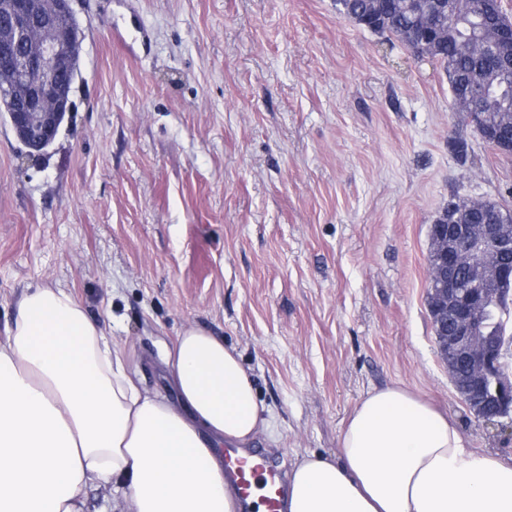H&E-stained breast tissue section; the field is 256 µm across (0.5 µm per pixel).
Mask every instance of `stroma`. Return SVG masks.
Returning a JSON list of instances; mask_svg holds the SVG:
<instances>
[{
  "label": "stroma",
  "instance_id": "stroma-1",
  "mask_svg": "<svg viewBox=\"0 0 512 512\" xmlns=\"http://www.w3.org/2000/svg\"><path fill=\"white\" fill-rule=\"evenodd\" d=\"M72 9L81 77L55 142L30 156L0 118V339L24 291L64 288L172 399L165 352L207 329L249 370L270 423L254 445L281 476L337 453L361 397L394 383L511 458L512 420L462 400L427 302L429 226L449 201L512 209V156L451 111L443 65L336 0ZM130 12L152 37L135 58L110 41Z\"/></svg>",
  "mask_w": 512,
  "mask_h": 512
}]
</instances>
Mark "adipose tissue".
Listing matches in <instances>:
<instances>
[{"instance_id": "1", "label": "adipose tissue", "mask_w": 512, "mask_h": 512, "mask_svg": "<svg viewBox=\"0 0 512 512\" xmlns=\"http://www.w3.org/2000/svg\"><path fill=\"white\" fill-rule=\"evenodd\" d=\"M177 393H149L126 350L63 288L25 291L0 340V512H87L121 491L124 512H261L238 496L216 452L268 428L254 382L223 337L188 327L167 351ZM287 512H512V458L470 448L421 394L369 390L338 454L293 464ZM90 502L92 510L120 512L122 511V501L120 496L112 492V488L103 487L90 493Z\"/></svg>"}]
</instances>
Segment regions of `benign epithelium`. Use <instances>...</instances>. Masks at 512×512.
<instances>
[{
  "label": "benign epithelium",
  "mask_w": 512,
  "mask_h": 512,
  "mask_svg": "<svg viewBox=\"0 0 512 512\" xmlns=\"http://www.w3.org/2000/svg\"><path fill=\"white\" fill-rule=\"evenodd\" d=\"M6 25L9 42L0 50V72L18 80L0 89V97L18 95L24 105L8 113L13 128L28 133L25 144L32 155L53 143L64 114L72 107L65 90L71 66L68 32L72 24L71 0H12ZM40 16L47 35L20 54L10 48L24 38L30 21ZM475 132L495 151L512 154V142L470 117ZM430 271L434 334L441 353L460 368L454 385L478 418L493 423L512 417V376L502 372L512 353V336L486 332L491 312L506 298L502 285L512 282L510 224L430 225Z\"/></svg>",
  "instance_id": "7a95c632"
}]
</instances>
